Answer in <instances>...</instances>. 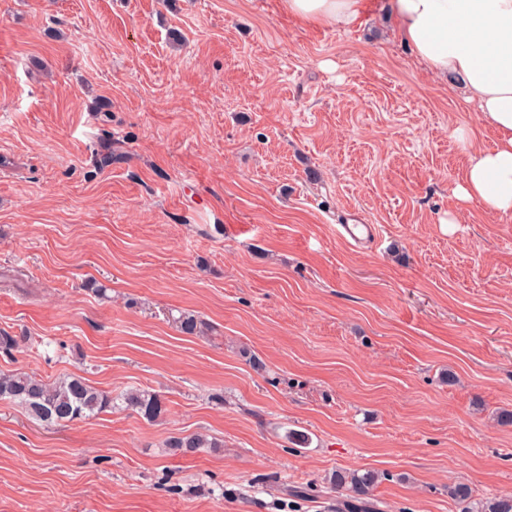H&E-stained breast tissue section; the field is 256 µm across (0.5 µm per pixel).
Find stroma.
<instances>
[{
	"label": "stroma",
	"instance_id": "obj_1",
	"mask_svg": "<svg viewBox=\"0 0 512 512\" xmlns=\"http://www.w3.org/2000/svg\"><path fill=\"white\" fill-rule=\"evenodd\" d=\"M457 127L492 141L382 8L0 0V370L164 402L0 400V512H328L287 491L338 469L385 512L512 496V214L455 197ZM298 21L320 27L350 26L373 9L372 0H281ZM118 398L126 409L141 413L148 419L157 418L164 410L160 395L131 389L122 393ZM216 445L217 442L209 440L207 435L202 433L170 436L165 441V448H169L174 454L196 452L200 448H213Z\"/></svg>",
	"mask_w": 512,
	"mask_h": 512
}]
</instances>
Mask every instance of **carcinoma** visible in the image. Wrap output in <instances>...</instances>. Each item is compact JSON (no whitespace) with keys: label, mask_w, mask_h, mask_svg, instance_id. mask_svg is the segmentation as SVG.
Listing matches in <instances>:
<instances>
[{"label":"carcinoma","mask_w":512,"mask_h":512,"mask_svg":"<svg viewBox=\"0 0 512 512\" xmlns=\"http://www.w3.org/2000/svg\"><path fill=\"white\" fill-rule=\"evenodd\" d=\"M9 399L22 405L33 419L47 425H59L95 416L112 408L113 398L79 375H70L54 381L25 373H0V399ZM124 407L148 419L163 412V401L156 394L136 389L119 396ZM165 447L174 454L195 452L201 448H216L218 443L202 433L170 436ZM378 475L371 471L338 470L329 477V492L336 494V503L330 512H383L381 502L372 490Z\"/></svg>","instance_id":"1"}]
</instances>
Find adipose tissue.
<instances>
[{"label": "adipose tissue", "mask_w": 512, "mask_h": 512, "mask_svg": "<svg viewBox=\"0 0 512 512\" xmlns=\"http://www.w3.org/2000/svg\"><path fill=\"white\" fill-rule=\"evenodd\" d=\"M399 37L431 74L453 79L493 135L470 152L454 190L485 210L512 213V0H388ZM298 21L349 26L373 0H282Z\"/></svg>", "instance_id": "ef3b65f1"}]
</instances>
